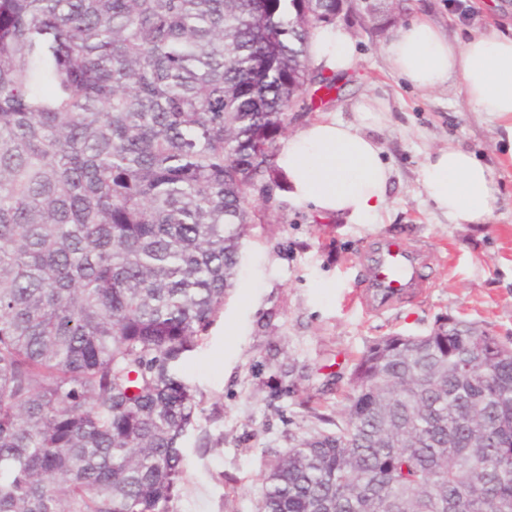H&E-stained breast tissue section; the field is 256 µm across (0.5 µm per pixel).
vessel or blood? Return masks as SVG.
Instances as JSON below:
<instances>
[{
    "label": "vessel or blood",
    "instance_id": "b4317fda",
    "mask_svg": "<svg viewBox=\"0 0 512 512\" xmlns=\"http://www.w3.org/2000/svg\"><path fill=\"white\" fill-rule=\"evenodd\" d=\"M420 254L387 243L379 253L367 288L370 302L382 304L418 285Z\"/></svg>",
    "mask_w": 512,
    "mask_h": 512
}]
</instances>
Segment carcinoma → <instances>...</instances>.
<instances>
[{
  "instance_id": "cac0c4a2",
  "label": "carcinoma",
  "mask_w": 512,
  "mask_h": 512,
  "mask_svg": "<svg viewBox=\"0 0 512 512\" xmlns=\"http://www.w3.org/2000/svg\"><path fill=\"white\" fill-rule=\"evenodd\" d=\"M336 0H0V512H173L224 306ZM262 512H512V344L375 342Z\"/></svg>"
}]
</instances>
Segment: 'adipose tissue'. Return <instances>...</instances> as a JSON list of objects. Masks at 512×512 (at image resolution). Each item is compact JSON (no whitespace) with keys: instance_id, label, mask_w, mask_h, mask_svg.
<instances>
[{"instance_id":"obj_1","label":"adipose tissue","mask_w":512,"mask_h":512,"mask_svg":"<svg viewBox=\"0 0 512 512\" xmlns=\"http://www.w3.org/2000/svg\"><path fill=\"white\" fill-rule=\"evenodd\" d=\"M310 43L314 66L336 74L355 67L354 42L346 30L315 29ZM384 52L390 69L416 88L432 91L456 80L477 111L512 116V34L489 25L459 45L432 22L416 19ZM276 168L295 201L356 224L373 223L391 182V170L374 139L332 117L312 120L292 135ZM421 181L433 208L457 224L481 220L495 202L492 169L459 148L430 154Z\"/></svg>"}]
</instances>
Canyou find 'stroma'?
Returning a JSON list of instances; mask_svg holds the SVG:
<instances>
[{"label":"stroma","instance_id":"1","mask_svg":"<svg viewBox=\"0 0 512 512\" xmlns=\"http://www.w3.org/2000/svg\"><path fill=\"white\" fill-rule=\"evenodd\" d=\"M421 17L462 42L485 25H512V0H384L376 15L337 19L357 65L332 94H306L308 108L288 131L322 115L356 125L392 170L387 202L374 223L355 224L320 217L280 183L248 191L256 219L241 241L238 274L184 366L202 404L184 443L174 512H261L263 475L288 448L340 420L355 364L381 337L423 336L446 318L512 341V118L476 111L459 83L425 92L389 69L386 43ZM366 98L383 104V118L358 111ZM448 146L494 172L497 203L479 222L450 223L423 192L422 165ZM385 239L420 252V286L372 310L364 290Z\"/></svg>","mask_w":512,"mask_h":512}]
</instances>
